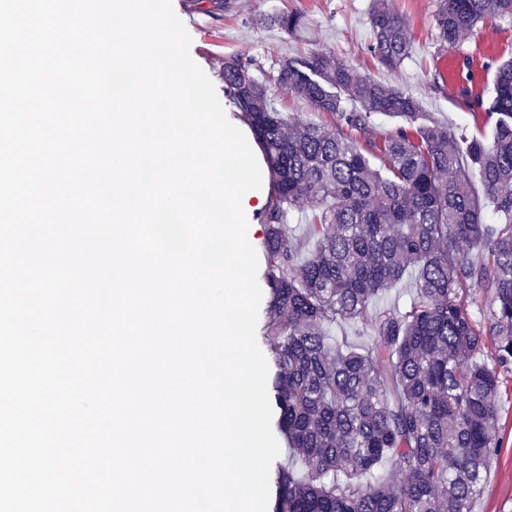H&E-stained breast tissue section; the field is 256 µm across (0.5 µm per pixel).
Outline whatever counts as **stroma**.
<instances>
[{"label":"stroma","mask_w":512,"mask_h":512,"mask_svg":"<svg viewBox=\"0 0 512 512\" xmlns=\"http://www.w3.org/2000/svg\"><path fill=\"white\" fill-rule=\"evenodd\" d=\"M373 0H172L175 14L192 43L190 55L212 81L224 88V58L256 57L264 66L284 56L330 51L363 75L405 89L428 117L450 130L475 128L468 99L488 94L492 73L488 58H512V23L488 20L459 50L437 48L436 0H392L411 33V55L395 70L383 68L367 50L368 15ZM299 12L306 30L298 37L262 24L265 16ZM495 434L499 454L487 471L482 496L473 512H512V371L502 373Z\"/></svg>","instance_id":"obj_1"}]
</instances>
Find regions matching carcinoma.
<instances>
[{"instance_id":"cac0c4a2","label":"carcinoma","mask_w":512,"mask_h":512,"mask_svg":"<svg viewBox=\"0 0 512 512\" xmlns=\"http://www.w3.org/2000/svg\"><path fill=\"white\" fill-rule=\"evenodd\" d=\"M488 17L512 22V0H437L438 50L459 49ZM270 22L294 34L304 17L283 12ZM369 25L368 51L400 68L411 36L389 0H376ZM487 67L490 97L477 99L472 116L490 127L488 138L424 123L416 97L331 52L283 57L263 79L260 61L224 59V98L273 186L262 215L270 402L304 470H277L272 512H473L483 492L499 448L500 372L512 369V60ZM270 82L336 126L286 118ZM377 115L407 122L371 143L378 167L357 139ZM301 203L314 211L307 231L316 237L305 258L287 228ZM473 250L490 261L473 262ZM412 268L417 299L371 314ZM476 287L492 295L486 317L464 303L462 291ZM336 322L369 326L372 343L336 346ZM389 457L398 463L391 474L382 470Z\"/></svg>"}]
</instances>
